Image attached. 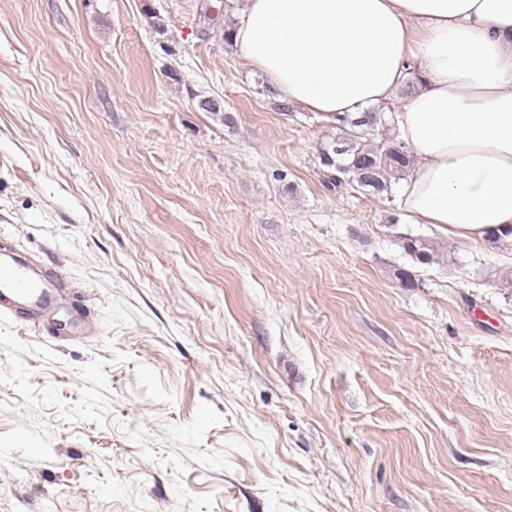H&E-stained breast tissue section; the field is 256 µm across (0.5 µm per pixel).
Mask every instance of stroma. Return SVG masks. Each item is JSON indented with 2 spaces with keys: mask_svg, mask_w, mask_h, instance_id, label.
<instances>
[{
  "mask_svg": "<svg viewBox=\"0 0 512 512\" xmlns=\"http://www.w3.org/2000/svg\"><path fill=\"white\" fill-rule=\"evenodd\" d=\"M239 8L0 0V249L86 311L0 318V512H512V242L328 187ZM404 251L419 264H430L433 261L435 246L433 242L423 237L403 236ZM401 239V241H402Z\"/></svg>",
  "mask_w": 512,
  "mask_h": 512,
  "instance_id": "35a3bbf8",
  "label": "stroma"
}]
</instances>
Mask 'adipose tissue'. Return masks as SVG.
Listing matches in <instances>:
<instances>
[{"label":"adipose tissue","instance_id":"adipose-tissue-1","mask_svg":"<svg viewBox=\"0 0 512 512\" xmlns=\"http://www.w3.org/2000/svg\"><path fill=\"white\" fill-rule=\"evenodd\" d=\"M231 44L331 120L387 106L416 162L400 204L479 241L512 228V0H243Z\"/></svg>","mask_w":512,"mask_h":512}]
</instances>
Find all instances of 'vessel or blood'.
<instances>
[{
    "instance_id": "1",
    "label": "vessel or blood",
    "mask_w": 512,
    "mask_h": 512,
    "mask_svg": "<svg viewBox=\"0 0 512 512\" xmlns=\"http://www.w3.org/2000/svg\"><path fill=\"white\" fill-rule=\"evenodd\" d=\"M68 283L69 276L62 268L48 269L40 275L15 254H0V294L11 297V305L4 312L10 321L27 323L39 318L41 312L59 302L60 291Z\"/></svg>"
}]
</instances>
